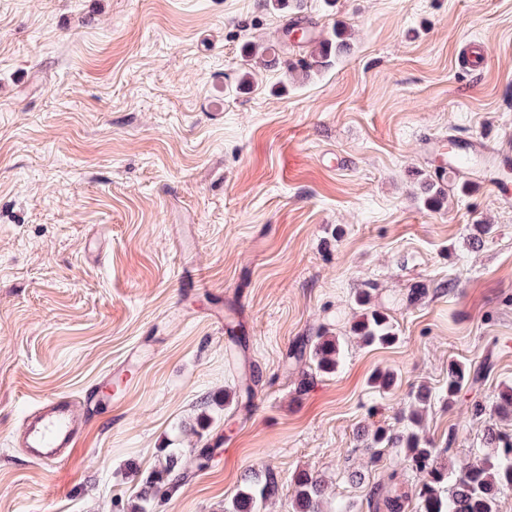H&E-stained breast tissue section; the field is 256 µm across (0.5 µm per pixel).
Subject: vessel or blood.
<instances>
[{
  "instance_id": "obj_1",
  "label": "vessel or blood",
  "mask_w": 512,
  "mask_h": 512,
  "mask_svg": "<svg viewBox=\"0 0 512 512\" xmlns=\"http://www.w3.org/2000/svg\"><path fill=\"white\" fill-rule=\"evenodd\" d=\"M481 160L489 165L508 166L512 163V147L504 143L481 138L466 140L461 150L451 154L448 170L463 177L471 172L472 161ZM92 391L80 398L63 394H49L30 409L16 430L18 448L31 461L44 468L64 464L72 448L85 436Z\"/></svg>"
}]
</instances>
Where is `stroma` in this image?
<instances>
[{
	"instance_id": "1",
	"label": "stroma",
	"mask_w": 512,
	"mask_h": 512,
	"mask_svg": "<svg viewBox=\"0 0 512 512\" xmlns=\"http://www.w3.org/2000/svg\"><path fill=\"white\" fill-rule=\"evenodd\" d=\"M292 17L349 50L302 72ZM467 137L512 143V0H0V512H119L172 448L188 476L153 512H224L268 474L262 512H294L301 471L325 512H368L390 470L416 482L371 439L421 387L441 462L482 458L512 419L441 390L453 361L490 366L482 396L512 386V199L423 189ZM363 289L393 345L352 332ZM323 334L336 373L289 359ZM93 385L81 446L31 463L28 409Z\"/></svg>"
}]
</instances>
